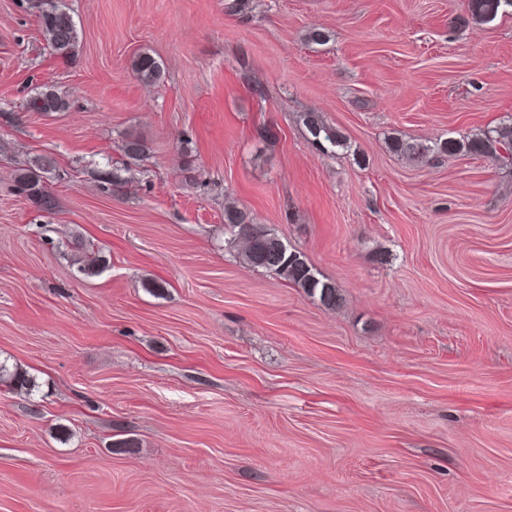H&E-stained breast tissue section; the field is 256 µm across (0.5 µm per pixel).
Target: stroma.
<instances>
[{
    "label": "stroma",
    "mask_w": 512,
    "mask_h": 512,
    "mask_svg": "<svg viewBox=\"0 0 512 512\" xmlns=\"http://www.w3.org/2000/svg\"><path fill=\"white\" fill-rule=\"evenodd\" d=\"M66 3L68 61L0 0V364L35 382L0 384V512H512V157L387 144L512 126V7ZM45 87L68 110L27 111ZM305 112L348 149L317 151ZM129 135L148 155L103 193ZM39 154L52 213L10 189ZM229 203L341 305L240 263ZM505 6H512V1L469 0L468 9L472 19L489 22L494 20ZM132 71L139 81L146 84H157L163 77L160 63L147 52L140 53L135 57L132 62ZM67 246L73 258V264L78 265L77 269L80 273L86 276H94L100 272L99 258L91 245L79 238H74L69 241Z\"/></svg>",
    "instance_id": "1"
}]
</instances>
